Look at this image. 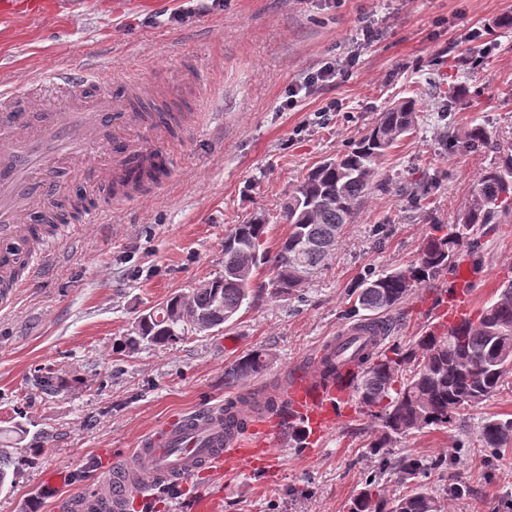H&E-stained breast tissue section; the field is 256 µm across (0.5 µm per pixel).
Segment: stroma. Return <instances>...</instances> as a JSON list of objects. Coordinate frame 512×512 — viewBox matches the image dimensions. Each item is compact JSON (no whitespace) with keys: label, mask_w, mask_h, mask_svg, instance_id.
I'll use <instances>...</instances> for the list:
<instances>
[{"label":"stroma","mask_w":512,"mask_h":512,"mask_svg":"<svg viewBox=\"0 0 512 512\" xmlns=\"http://www.w3.org/2000/svg\"><path fill=\"white\" fill-rule=\"evenodd\" d=\"M223 3L215 10L211 0H83L74 10L0 16V80L22 85L63 64L108 63L145 80L153 96L188 104L181 129L166 139L155 140L145 124L137 130L169 150L166 177L122 203L89 189L100 222L75 227L13 307L0 309V437L20 426L26 442L42 446L37 454L14 450L18 475L0 491V512H54L60 496L104 490L113 464L168 418L271 391L287 368L351 323L360 282L414 263L432 225L457 223L497 151L512 150V27L499 24L512 16V0ZM470 26L481 38L463 39ZM334 58L343 62L335 82L285 108L289 88ZM406 97L419 104L417 122L383 164L382 189L299 291L273 294L259 268L251 303L223 330L189 332L164 347L124 346L144 310L223 271L234 225L264 218L265 247L276 250L288 234L282 202ZM332 102L337 111L321 116ZM474 126L485 128L489 145L467 144ZM479 236L476 257H458L472 275L475 314L512 277V223L484 225ZM451 286L443 277L413 291L385 347H411L436 323L433 303ZM255 350L268 354L269 369L226 385L227 367ZM48 370L64 382L58 393L35 383ZM502 414L512 415V373L465 410L467 432L416 431L391 454L447 458L439 484L460 481L471 492L440 494L442 512H512V451L488 469L477 447L455 454L458 439ZM377 427L370 411L354 408L310 448L282 437L271 460L232 461L219 474L152 486L128 512H350L377 465L367 447Z\"/></svg>","instance_id":"35a3bbf8"}]
</instances>
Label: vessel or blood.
I'll return each mask as SVG.
<instances>
[{
  "instance_id": "vessel-or-blood-1",
  "label": "vessel or blood",
  "mask_w": 512,
  "mask_h": 512,
  "mask_svg": "<svg viewBox=\"0 0 512 512\" xmlns=\"http://www.w3.org/2000/svg\"><path fill=\"white\" fill-rule=\"evenodd\" d=\"M94 80L88 70L65 65L38 78L37 83L68 95ZM111 84V95L100 98L94 108L73 106L39 116L32 111L35 101L27 87L0 86L1 306H10L22 286L14 275L16 264L34 271L45 259L44 253L30 252L26 245L28 213L39 210L56 194L59 172L84 157L87 140H95L97 148L108 157L106 164L87 170L89 179L99 188L119 175L121 159L169 161L167 153L144 147L132 134L121 141L97 138V131L103 129L131 133L136 127L133 113L127 112L124 104L134 91V81L115 76ZM359 334L358 324L344 327L313 354V368L286 373L279 393L280 408L269 426L241 428L245 411L237 406L227 410L220 404L164 422L113 467L111 491H87L61 498L56 504L58 512H127L132 499L147 492L149 481L181 483L204 470L220 472L225 460L267 446L270 434L291 424L310 433L324 432L342 417L361 371L345 357L339 358L340 373L336 376L325 374L323 364L336 356L338 344Z\"/></svg>"
}]
</instances>
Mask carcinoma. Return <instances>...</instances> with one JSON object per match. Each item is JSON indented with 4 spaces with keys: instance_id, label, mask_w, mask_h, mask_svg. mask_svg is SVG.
Segmentation results:
<instances>
[{
    "instance_id": "obj_1",
    "label": "carcinoma",
    "mask_w": 512,
    "mask_h": 512,
    "mask_svg": "<svg viewBox=\"0 0 512 512\" xmlns=\"http://www.w3.org/2000/svg\"><path fill=\"white\" fill-rule=\"evenodd\" d=\"M130 105L142 121L157 120L173 133L185 118L182 109L134 96ZM417 104L412 99L396 102L382 113L352 147L320 164L303 179L283 202L280 219L289 227L287 237L274 255L264 248L266 222L256 217L236 224L224 236V274L200 282L187 294H176L154 307L153 316L139 318L127 344L167 345L182 339L186 331L205 332L232 320L252 297L249 278L238 276L245 261L252 267L267 264L273 278L268 287L276 294H289L300 287L321 266L337 246L342 226L351 222L356 205L378 187V171L388 150L415 127ZM160 171L142 170L129 184L110 187L112 193L137 190L158 180ZM92 205L83 194L56 202L58 217H76ZM512 216V152L500 154L479 180L477 199L460 218L453 231L443 232L436 224L423 240L415 263L385 271L362 281L354 310L370 313L389 311L417 288L432 285L456 268L460 247L470 243L483 224H504ZM190 298L193 320L173 319L185 298ZM364 372L357 384L358 403L377 408L381 424L368 444L369 453L379 460L378 471L368 475L354 497L351 512H439V500L432 486L422 484L432 470L447 466L446 460L428 461L407 455L394 458L389 452L393 439L411 431L447 428L461 411L476 406L498 391L505 375L512 371V280L501 284L497 298L483 308L476 319H467L438 331L429 327L409 349L394 347L391 354L379 349L361 357ZM268 368L267 356L254 351L224 372L226 384L258 376ZM484 463L512 446V418L490 416L477 432ZM13 456L0 448V490L11 486L16 470ZM394 471L414 482L411 493L388 498L378 478Z\"/></svg>"
}]
</instances>
